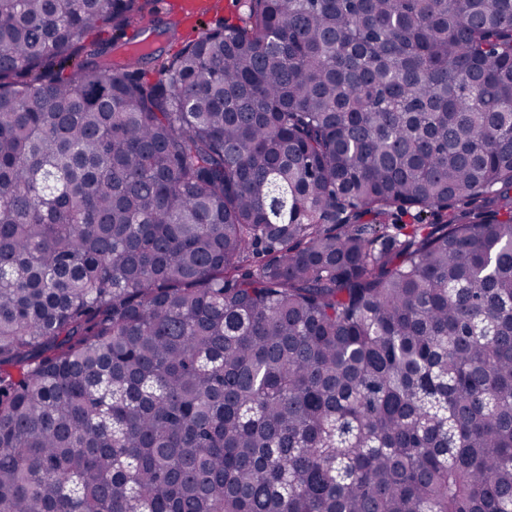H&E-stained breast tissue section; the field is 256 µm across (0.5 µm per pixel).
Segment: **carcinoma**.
Segmentation results:
<instances>
[{"instance_id": "1", "label": "carcinoma", "mask_w": 512, "mask_h": 512, "mask_svg": "<svg viewBox=\"0 0 512 512\" xmlns=\"http://www.w3.org/2000/svg\"><path fill=\"white\" fill-rule=\"evenodd\" d=\"M153 22L0 0V512H512V0Z\"/></svg>"}]
</instances>
